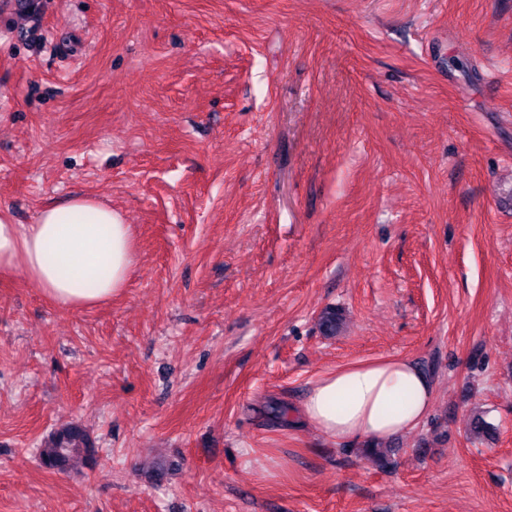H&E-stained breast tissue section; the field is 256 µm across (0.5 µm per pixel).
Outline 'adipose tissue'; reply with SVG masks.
I'll list each match as a JSON object with an SVG mask.
<instances>
[{
  "label": "adipose tissue",
  "instance_id": "1",
  "mask_svg": "<svg viewBox=\"0 0 512 512\" xmlns=\"http://www.w3.org/2000/svg\"><path fill=\"white\" fill-rule=\"evenodd\" d=\"M134 263L131 232L122 215L75 196L44 206L31 224L0 212V273L23 274L59 306L80 310L112 299ZM432 382L404 357L336 368L317 379L302 416L326 438L382 442L426 418Z\"/></svg>",
  "mask_w": 512,
  "mask_h": 512
}]
</instances>
